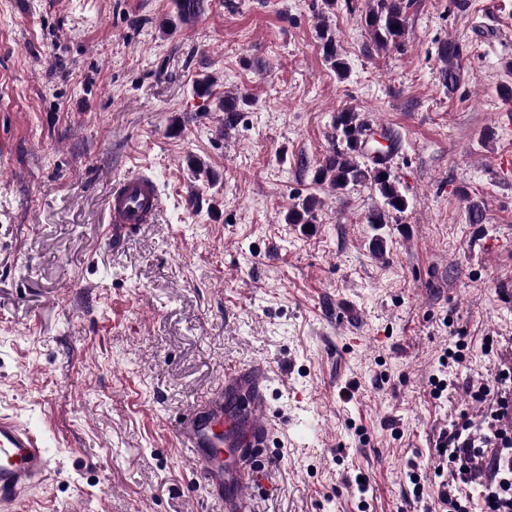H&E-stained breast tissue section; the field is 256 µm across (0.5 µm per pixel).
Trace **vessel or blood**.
<instances>
[{
	"label": "vessel or blood",
	"mask_w": 512,
	"mask_h": 512,
	"mask_svg": "<svg viewBox=\"0 0 512 512\" xmlns=\"http://www.w3.org/2000/svg\"><path fill=\"white\" fill-rule=\"evenodd\" d=\"M112 244L121 246L142 224L155 223L162 198L154 179L132 172L113 182L106 200ZM269 379L257 367H228L224 381L186 413L173 434L190 451L191 470L224 512H249L260 458L270 448L276 426L269 412ZM49 472L42 440L15 419L0 414V512L18 504Z\"/></svg>",
	"instance_id": "obj_1"
}]
</instances>
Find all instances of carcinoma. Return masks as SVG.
<instances>
[{"label":"carcinoma","mask_w":512,"mask_h":512,"mask_svg":"<svg viewBox=\"0 0 512 512\" xmlns=\"http://www.w3.org/2000/svg\"><path fill=\"white\" fill-rule=\"evenodd\" d=\"M365 26L377 47L398 48L406 32L405 0H373V6L366 12ZM324 58L340 77L345 76L348 66L340 53L335 38L324 28L320 32ZM441 59L448 63L442 71L443 84L448 92H453L460 81V74L454 62L461 56L458 42L448 41L438 48ZM366 129L359 120L358 113L351 108L336 113L333 122L332 151L316 170V179L328 185L338 193L349 186L368 184L373 187L381 198V203L373 209L367 223L380 226L389 223L390 215L403 213L409 207V200L398 188L392 176L389 157L396 147L391 135L388 148L382 145L372 146V151L365 150L364 137ZM318 201L312 197L302 200L288 210L286 220L290 224H311L315 221Z\"/></svg>","instance_id":"cac0c4a2"}]
</instances>
